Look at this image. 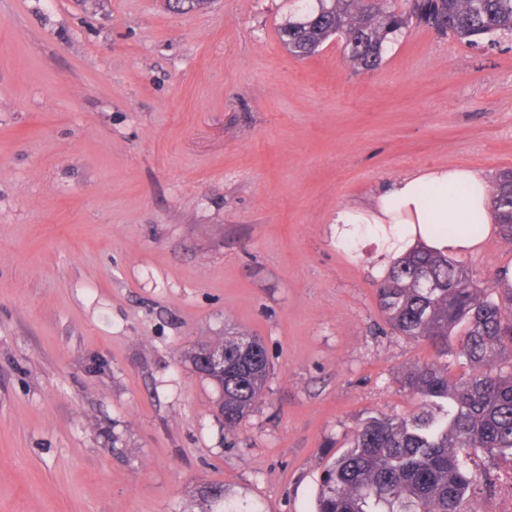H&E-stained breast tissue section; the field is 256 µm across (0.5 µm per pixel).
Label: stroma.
Here are the masks:
<instances>
[{"mask_svg": "<svg viewBox=\"0 0 512 512\" xmlns=\"http://www.w3.org/2000/svg\"><path fill=\"white\" fill-rule=\"evenodd\" d=\"M289 0H0V512H201L224 485L314 512L362 416L429 343L392 333L338 207L395 177L512 169V40L424 23L355 69L299 59ZM476 279L512 263L490 235ZM260 337L271 370L236 434L189 355Z\"/></svg>", "mask_w": 512, "mask_h": 512, "instance_id": "stroma-1", "label": "stroma"}]
</instances>
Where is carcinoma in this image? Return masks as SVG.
<instances>
[{
  "label": "carcinoma",
  "mask_w": 512,
  "mask_h": 512,
  "mask_svg": "<svg viewBox=\"0 0 512 512\" xmlns=\"http://www.w3.org/2000/svg\"><path fill=\"white\" fill-rule=\"evenodd\" d=\"M293 0L279 29L283 45L304 59L327 41H342L347 58L362 70L377 68L391 37L412 20L478 44L512 35V0ZM499 233L512 242V171L498 175L491 193ZM385 322L392 331L438 349L431 362L398 374L401 391L417 401L406 416H367L348 448L329 461L315 496V512H476L479 477L475 458L512 462V288L480 283L447 256L424 250L394 261L375 281ZM224 351V373L205 354ZM471 368L448 376L447 357ZM193 370L219 391L224 430L235 432L264 393L269 360L257 336H222L189 356ZM201 512H260L227 489L200 491Z\"/></svg>",
  "instance_id": "cac0c4a2"
}]
</instances>
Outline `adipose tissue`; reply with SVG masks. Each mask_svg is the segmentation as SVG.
I'll return each mask as SVG.
<instances>
[{"label": "adipose tissue", "instance_id": "obj_1", "mask_svg": "<svg viewBox=\"0 0 512 512\" xmlns=\"http://www.w3.org/2000/svg\"><path fill=\"white\" fill-rule=\"evenodd\" d=\"M486 178L461 167L435 166L399 177L365 206L337 209L336 248L350 254L378 244L384 262L373 268L383 278L391 261L417 248L447 256L477 253L496 226Z\"/></svg>", "mask_w": 512, "mask_h": 512}]
</instances>
